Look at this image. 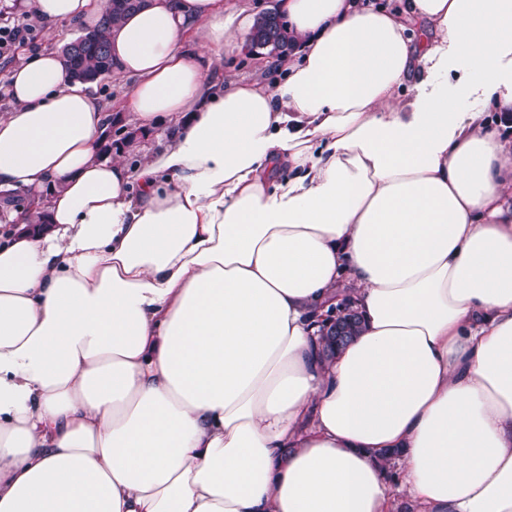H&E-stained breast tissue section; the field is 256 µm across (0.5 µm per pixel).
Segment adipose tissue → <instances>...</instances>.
I'll list each match as a JSON object with an SVG mask.
<instances>
[{"mask_svg":"<svg viewBox=\"0 0 512 512\" xmlns=\"http://www.w3.org/2000/svg\"><path fill=\"white\" fill-rule=\"evenodd\" d=\"M102 8L26 0L50 30ZM281 11L271 87L210 79L248 6L113 27L133 121L168 129L133 164L61 48L14 66L0 191L44 205H0V512H396L394 483L512 512V0Z\"/></svg>","mask_w":512,"mask_h":512,"instance_id":"adipose-tissue-1","label":"adipose tissue"}]
</instances>
